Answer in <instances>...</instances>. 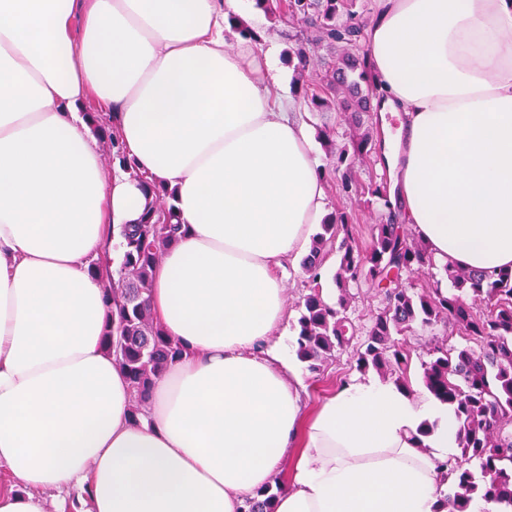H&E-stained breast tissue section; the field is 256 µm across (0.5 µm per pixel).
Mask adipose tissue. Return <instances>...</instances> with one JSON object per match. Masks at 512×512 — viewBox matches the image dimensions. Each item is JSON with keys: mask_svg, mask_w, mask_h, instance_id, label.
I'll list each match as a JSON object with an SVG mask.
<instances>
[{"mask_svg": "<svg viewBox=\"0 0 512 512\" xmlns=\"http://www.w3.org/2000/svg\"><path fill=\"white\" fill-rule=\"evenodd\" d=\"M381 161L438 263L512 269V0H372ZM247 0H0V512H442L453 414L429 392L353 378L307 412L283 342L284 261L327 216L303 100L272 50L237 40ZM81 35L71 38L72 20ZM110 108L125 153L188 227L148 305L190 356L140 424L102 344L104 226L145 196L105 175L83 117Z\"/></svg>", "mask_w": 512, "mask_h": 512, "instance_id": "adipose-tissue-1", "label": "adipose tissue"}]
</instances>
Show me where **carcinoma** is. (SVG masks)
I'll return each mask as SVG.
<instances>
[{"mask_svg":"<svg viewBox=\"0 0 512 512\" xmlns=\"http://www.w3.org/2000/svg\"><path fill=\"white\" fill-rule=\"evenodd\" d=\"M357 6L358 0H280L276 11L278 20L301 21L315 31L308 44L300 43L291 51L297 59L296 94L308 111L337 108L348 113L351 132L342 146H336L335 129L319 128L327 156L325 176L339 182L347 199L368 195L381 211L371 246L365 250L353 245L352 212L338 209L321 224L322 232L313 238L303 262L315 288L303 299L296 355L314 371L336 352L352 346L357 329L347 316V306L353 298L351 289L366 285L378 290L381 304L354 350L356 369L374 372L410 393L411 354L397 336L414 332L416 326L429 331L442 328V335L434 334L422 344L426 360L421 368L424 388L455 414L462 462L448 472L452 493L445 497L446 512H467L476 497L512 510V271L489 274L444 265L454 288L468 296L466 300L444 292L438 280L422 288L406 284L409 277L435 264L409 225L399 223L387 180L364 184L355 176V164L370 159L381 140L372 122L375 84L365 52L337 55L318 79L307 74L308 67L315 65L310 48L361 42ZM86 115L112 162L140 181L145 193L138 219L120 228L118 258L104 253L88 265V272L104 284L108 316L103 344L129 380L130 418L138 424L144 395L154 378L188 354L186 347L165 335L145 297L155 266L178 241L184 225L172 223L173 194L127 160L112 121L90 103ZM333 246L339 258L333 276L338 290L334 307L324 302L316 287L326 251ZM454 333L472 337L478 349L448 344V336ZM473 460L478 463L476 471L466 467ZM279 491L270 486L260 491L248 512H273Z\"/></svg>","mask_w":512,"mask_h":512,"instance_id":"carcinoma-1","label":"carcinoma"}]
</instances>
